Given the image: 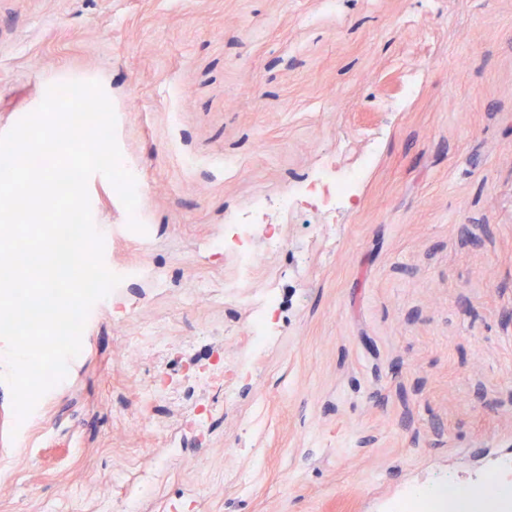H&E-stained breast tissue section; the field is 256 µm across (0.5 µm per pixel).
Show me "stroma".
Masks as SVG:
<instances>
[{
  "label": "stroma",
  "instance_id": "35a3bbf8",
  "mask_svg": "<svg viewBox=\"0 0 512 512\" xmlns=\"http://www.w3.org/2000/svg\"><path fill=\"white\" fill-rule=\"evenodd\" d=\"M77 80L112 87L151 233L113 243L130 316L89 324L23 437L0 381V512H391L512 461V0H0V135ZM367 152L333 226L280 216ZM254 207L285 240L253 244L281 301L257 353L250 310L181 301L234 274L208 243ZM148 448L162 476L128 502Z\"/></svg>",
  "mask_w": 512,
  "mask_h": 512
}]
</instances>
